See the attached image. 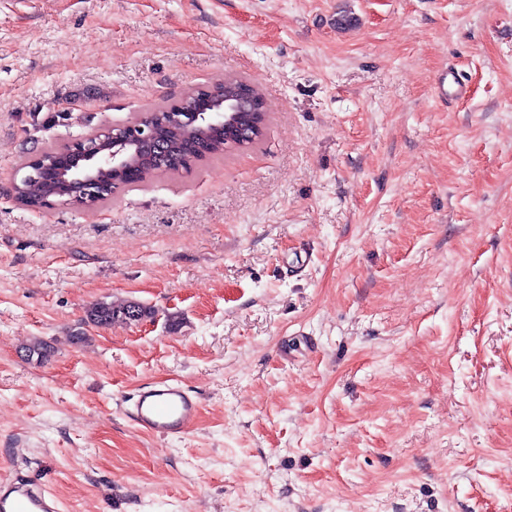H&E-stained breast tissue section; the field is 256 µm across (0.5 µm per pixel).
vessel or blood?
Wrapping results in <instances>:
<instances>
[{
  "label": "vessel or blood",
  "instance_id": "b4317fda",
  "mask_svg": "<svg viewBox=\"0 0 512 512\" xmlns=\"http://www.w3.org/2000/svg\"><path fill=\"white\" fill-rule=\"evenodd\" d=\"M199 402L178 382H154L140 388L132 404L133 421L159 437H178L198 422ZM0 512H59L45 484L19 471L0 476Z\"/></svg>",
  "mask_w": 512,
  "mask_h": 512
}]
</instances>
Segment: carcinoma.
<instances>
[{
    "label": "carcinoma",
    "mask_w": 512,
    "mask_h": 512,
    "mask_svg": "<svg viewBox=\"0 0 512 512\" xmlns=\"http://www.w3.org/2000/svg\"><path fill=\"white\" fill-rule=\"evenodd\" d=\"M249 82L238 76L227 78L224 82L212 86H201L189 91V103L197 111L208 109L224 91H232ZM144 125L153 128L156 139L163 145L162 155L152 154L150 149H138L133 144L126 145L129 165L147 174L150 172H168L191 170L202 161L221 158L232 144L224 129L202 123L184 124L180 116L173 114V105L158 104L141 111L134 119L117 125ZM58 149L44 150L45 168L38 170L32 177L18 184L15 195L22 203L38 205L49 198L56 202L71 199L65 186L75 177L81 166V160L71 158L72 169L65 173L53 170L50 163L55 159ZM155 310L139 302L114 305L105 301L93 303L87 310V319L93 325L105 327L114 320L140 322L153 318Z\"/></svg>",
    "instance_id": "1"
}]
</instances>
